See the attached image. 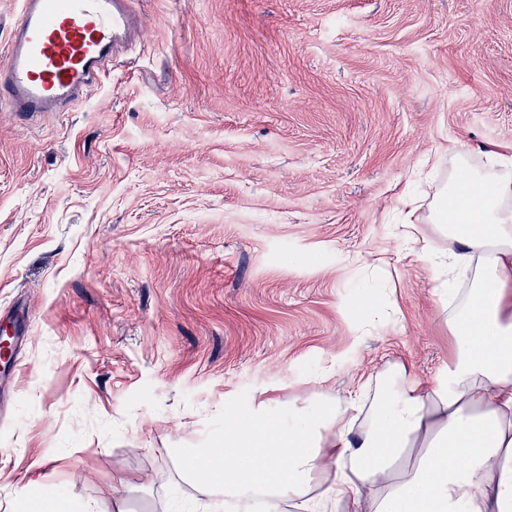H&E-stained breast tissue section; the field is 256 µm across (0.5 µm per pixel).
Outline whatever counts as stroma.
I'll use <instances>...</instances> for the list:
<instances>
[{"label": "stroma", "mask_w": 512, "mask_h": 512, "mask_svg": "<svg viewBox=\"0 0 512 512\" xmlns=\"http://www.w3.org/2000/svg\"><path fill=\"white\" fill-rule=\"evenodd\" d=\"M67 112L0 111V512H201L181 449L452 349L396 197L512 154V0H134ZM380 285L375 324L358 308ZM16 507L21 512L67 511L62 499L52 489L43 491L37 498L21 495L17 499Z\"/></svg>", "instance_id": "obj_1"}]
</instances>
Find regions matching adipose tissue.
I'll return each instance as SVG.
<instances>
[{
	"label": "adipose tissue",
	"mask_w": 512,
	"mask_h": 512,
	"mask_svg": "<svg viewBox=\"0 0 512 512\" xmlns=\"http://www.w3.org/2000/svg\"><path fill=\"white\" fill-rule=\"evenodd\" d=\"M489 178L458 157L432 213L447 250L413 242L439 276L470 286L448 314V369L421 381L394 362L348 396L301 409L243 406L205 448L183 451L190 479L267 512H512V155L485 150Z\"/></svg>",
	"instance_id": "adipose-tissue-1"
}]
</instances>
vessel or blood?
<instances>
[{
    "label": "vessel or blood",
    "mask_w": 512,
    "mask_h": 512,
    "mask_svg": "<svg viewBox=\"0 0 512 512\" xmlns=\"http://www.w3.org/2000/svg\"><path fill=\"white\" fill-rule=\"evenodd\" d=\"M0 50V104L21 120L66 112L102 81L136 14L130 0H17Z\"/></svg>",
    "instance_id": "1"
}]
</instances>
